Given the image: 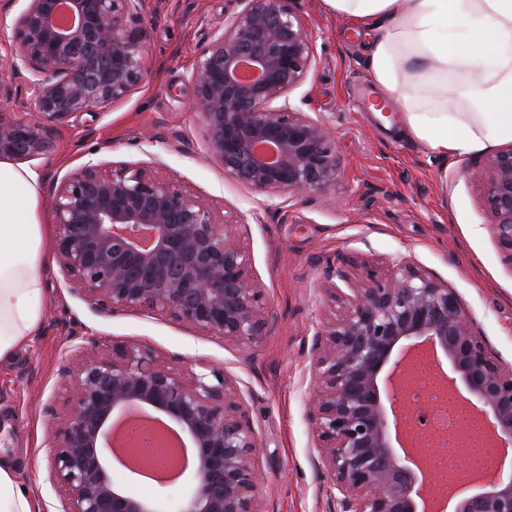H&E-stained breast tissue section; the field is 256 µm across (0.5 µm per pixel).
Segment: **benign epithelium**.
<instances>
[{"mask_svg": "<svg viewBox=\"0 0 512 512\" xmlns=\"http://www.w3.org/2000/svg\"><path fill=\"white\" fill-rule=\"evenodd\" d=\"M24 2L8 62L26 74L32 118L0 115V159L38 157L49 127L123 99L146 72L145 36L135 26L142 0ZM239 3L197 58L192 108L205 123L211 159L265 195L267 208L282 195L336 184L344 158L328 126L290 101L314 65L296 0ZM472 176L485 189L493 233L512 252V145ZM51 208L58 263L87 299L158 311L237 345L267 336L263 289L237 225L181 182L90 159L56 187ZM351 288L345 314L317 332L310 416L329 493L340 512H418V501L432 497L420 467L424 446L399 452L391 435L404 358L419 348L447 358L448 385L475 398L497 443L512 444V370L474 334L455 291L412 266L367 271ZM67 388L51 462L62 512H267L257 496L256 432L226 377L158 364L130 343L113 349L110 361L82 358L67 372ZM151 411L196 451L190 489L172 511L116 485L107 460L113 423ZM455 512H512V480L487 481Z\"/></svg>", "mask_w": 512, "mask_h": 512, "instance_id": "benign-epithelium-1", "label": "benign epithelium"}]
</instances>
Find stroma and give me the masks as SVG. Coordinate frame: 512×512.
I'll use <instances>...</instances> for the list:
<instances>
[{
  "instance_id": "1",
  "label": "stroma",
  "mask_w": 512,
  "mask_h": 512,
  "mask_svg": "<svg viewBox=\"0 0 512 512\" xmlns=\"http://www.w3.org/2000/svg\"><path fill=\"white\" fill-rule=\"evenodd\" d=\"M239 8L238 0H143L137 21L148 49L142 83L105 105L102 116L85 113L54 126L49 149L32 165L44 175L40 207L47 224L54 221L56 182L91 158L154 167L212 201L249 246L252 272L265 291L268 335L242 348L149 309L92 304L48 258L42 326L29 346L0 365V428L13 431L0 444V458L15 462L35 512L61 509L49 457L65 417L74 345L108 359L113 348L137 342L157 363L234 380L257 432L267 512H338L309 413L315 333L345 312L354 297L350 280L363 270L405 261L447 284L489 353L512 367V254L494 237L484 188L470 177L485 152L440 160L404 135L398 112L371 81L367 37L325 0H297L316 65L290 99L298 111L328 124L345 160L336 185L279 198L265 210L259 193L210 159L204 122L191 108L190 78L207 35L222 30ZM23 9L22 0L0 7V80L13 90L0 101V113L18 118L30 116L31 93L6 55ZM473 224L479 236H468ZM112 478L131 494L170 503L189 490L187 478L163 485L117 464Z\"/></svg>"
}]
</instances>
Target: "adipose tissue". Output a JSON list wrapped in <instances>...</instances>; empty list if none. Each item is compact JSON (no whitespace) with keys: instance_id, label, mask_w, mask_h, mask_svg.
<instances>
[{"instance_id":"1","label":"adipose tissue","mask_w":512,"mask_h":512,"mask_svg":"<svg viewBox=\"0 0 512 512\" xmlns=\"http://www.w3.org/2000/svg\"><path fill=\"white\" fill-rule=\"evenodd\" d=\"M371 32L370 77L437 158L512 141V0H326ZM35 169L0 161V362L38 333L47 227Z\"/></svg>"}]
</instances>
